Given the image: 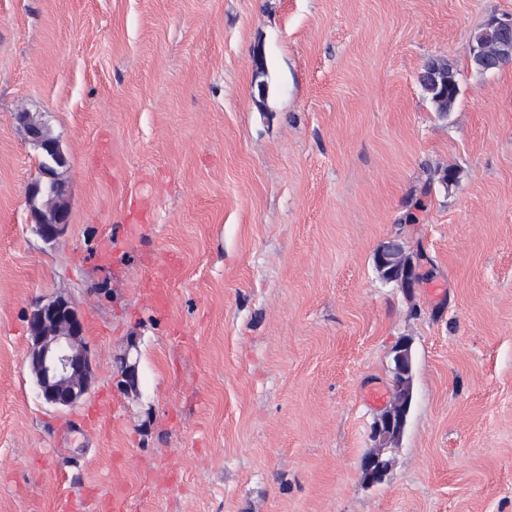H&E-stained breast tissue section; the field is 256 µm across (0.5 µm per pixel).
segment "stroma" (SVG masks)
<instances>
[{
	"mask_svg": "<svg viewBox=\"0 0 512 512\" xmlns=\"http://www.w3.org/2000/svg\"><path fill=\"white\" fill-rule=\"evenodd\" d=\"M503 14L512 0H0V512H112L116 494L128 512H512V65L471 63ZM431 58L459 83L444 116L418 82ZM19 112L67 158L51 243ZM390 238L417 257L412 290L375 270ZM172 260L163 311L143 282ZM57 295L96 374L66 409L26 363L30 307ZM402 338L409 422L367 488L370 396L391 394ZM117 375L120 385L125 391H137L138 389V368L136 362L130 360V353L127 352L117 360Z\"/></svg>",
	"mask_w": 512,
	"mask_h": 512,
	"instance_id": "obj_1",
	"label": "stroma"
}]
</instances>
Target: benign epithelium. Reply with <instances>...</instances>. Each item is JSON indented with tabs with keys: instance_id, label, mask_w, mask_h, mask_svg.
Masks as SVG:
<instances>
[{
	"instance_id": "1",
	"label": "benign epithelium",
	"mask_w": 512,
	"mask_h": 512,
	"mask_svg": "<svg viewBox=\"0 0 512 512\" xmlns=\"http://www.w3.org/2000/svg\"><path fill=\"white\" fill-rule=\"evenodd\" d=\"M490 24L500 33L501 42L493 47L474 40L472 63L482 72L501 69L512 63V15L493 17ZM18 122L28 140L39 151L44 165L28 184L26 201L30 224L46 242L56 240L68 226L70 210L65 200L67 186L61 168L65 156L60 140L29 112H21ZM53 195L45 199V186ZM395 239L380 244L374 254L375 268L383 271L401 258ZM29 343L27 366L38 394L48 404L69 408L89 395L95 380L90 349L85 341L81 311L69 297L55 296L35 302L28 314ZM390 373L393 395L390 403L374 418L369 437L373 449L361 461L360 480L367 487L383 483L391 462L385 449L400 441L413 400L414 358L411 340L404 338L391 350ZM117 375L126 391H137L138 368L125 353L117 360Z\"/></svg>"
}]
</instances>
